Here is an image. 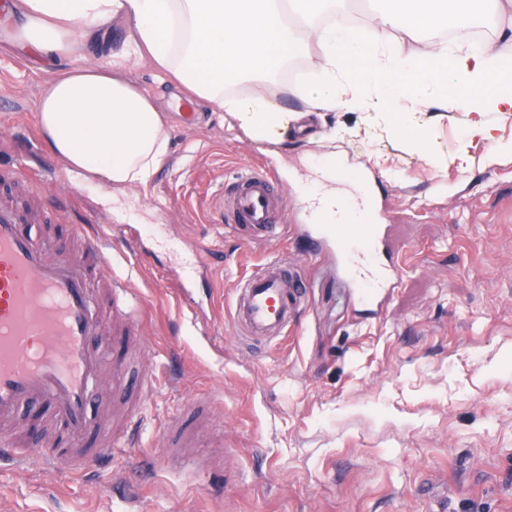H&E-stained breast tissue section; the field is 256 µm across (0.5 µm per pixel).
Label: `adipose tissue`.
<instances>
[{"instance_id":"ef3b65f1","label":"adipose tissue","mask_w":512,"mask_h":512,"mask_svg":"<svg viewBox=\"0 0 512 512\" xmlns=\"http://www.w3.org/2000/svg\"><path fill=\"white\" fill-rule=\"evenodd\" d=\"M350 0H9L0 17L15 23L30 55L52 59L94 48L101 67L71 65L48 83L38 106L49 149L79 176L122 192L147 185L169 146V127L152 99L126 76L151 63L197 100L223 112L230 125L259 142L277 143L302 114L271 100L226 94L227 85L280 72L309 39L320 70L291 95L307 111L345 108L384 116L401 138L417 141L423 127L396 110L403 95L427 97L434 109L467 105L473 134L493 139L486 116L512 112V93L497 91L512 79V0H369L365 23L346 24ZM489 7L495 33L466 52L430 42L420 56L384 54L395 33L415 35L452 28L469 33L479 4ZM131 24L120 44L106 28ZM335 160L319 171L308 200L321 224H349Z\"/></svg>"}]
</instances>
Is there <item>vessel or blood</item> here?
Returning <instances> with one entry per match:
<instances>
[{"label": "vessel or blood", "mask_w": 512, "mask_h": 512, "mask_svg": "<svg viewBox=\"0 0 512 512\" xmlns=\"http://www.w3.org/2000/svg\"><path fill=\"white\" fill-rule=\"evenodd\" d=\"M272 171L256 166L225 185L215 205L252 242L279 236L274 223L278 195ZM30 218L14 204L0 201V459L18 468L33 460L53 466L71 464L73 474L111 454L116 441L102 420L90 417L93 395L111 368L112 382L124 381V361H105L96 338L102 327L101 303L115 306V335L136 328L131 315L136 295L127 281L106 275L115 247L111 237L87 225L77 226L78 249L59 255L27 231ZM343 250L347 274L362 295L388 293L400 278L399 263L386 260V231L380 225L321 224ZM306 286L295 266L283 260L265 264L233 290L231 320L258 339L274 342L295 323ZM44 407L55 431L60 455L20 454L23 407Z\"/></svg>", "instance_id": "1"}]
</instances>
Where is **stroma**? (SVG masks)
Listing matches in <instances>:
<instances>
[{
	"label": "stroma",
	"mask_w": 512,
	"mask_h": 512,
	"mask_svg": "<svg viewBox=\"0 0 512 512\" xmlns=\"http://www.w3.org/2000/svg\"><path fill=\"white\" fill-rule=\"evenodd\" d=\"M279 81H249L283 110H302L292 84L318 73L303 46ZM66 58L40 60L0 28V161L33 176L30 203L63 224L106 218L115 276L141 299L125 337L160 370L135 368L109 405L140 401L114 425L121 444L103 469L68 465L21 472L0 465V512H512V112L495 115V140L470 134L471 113L436 112L425 99L397 106L420 115L421 142L359 112L306 117L305 133L254 141L150 65L130 78L170 128L168 152L147 186L110 197L74 174L45 144L37 105ZM336 158L348 181L371 179L377 212L403 262L399 285L362 305L336 245L305 235L302 196L316 166ZM261 163L281 180L285 238L243 245L213 204L221 184ZM285 259L307 287L293 335L248 343L231 322V293L255 266ZM194 263L181 289L180 265ZM206 418L192 459L168 448L171 420Z\"/></svg>",
	"instance_id": "stroma-1"
}]
</instances>
